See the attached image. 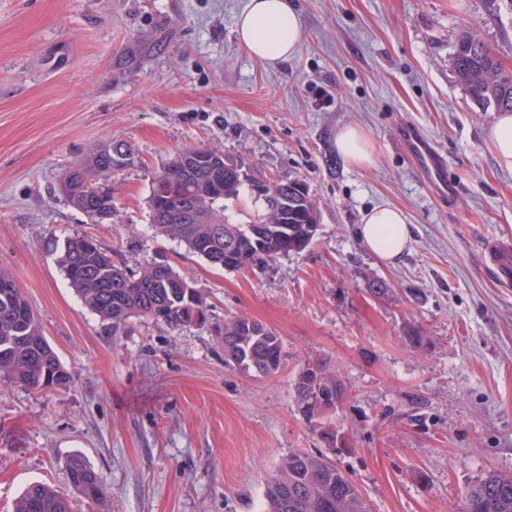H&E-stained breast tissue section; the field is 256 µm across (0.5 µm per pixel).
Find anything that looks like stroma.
<instances>
[{"mask_svg": "<svg viewBox=\"0 0 512 512\" xmlns=\"http://www.w3.org/2000/svg\"><path fill=\"white\" fill-rule=\"evenodd\" d=\"M245 3L0 0V271L72 373L43 391L0 380V512L36 481L71 512H260L281 458L324 448L293 388L316 355L348 387L335 459L371 512H457L469 485L512 473V288L483 254L486 240L512 239V172L487 141L495 110L451 65L471 27L512 71V0H295L304 38L275 67L236 39ZM405 121L446 155L453 206L400 146ZM347 124L368 132L370 165L337 153ZM109 142L133 154L112 172L111 220L92 224L59 178ZM198 144L305 180L312 244L230 271L157 234L153 172ZM385 203L412 233L393 265L356 237L362 212ZM83 234L126 270L171 265L201 291L208 323L134 317L106 330L49 250ZM374 280L385 297L368 294ZM234 314L281 336L274 375L225 364ZM76 453L103 477L102 502L72 488Z\"/></svg>", "mask_w": 512, "mask_h": 512, "instance_id": "stroma-1", "label": "stroma"}]
</instances>
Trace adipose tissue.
I'll return each mask as SVG.
<instances>
[{
  "label": "adipose tissue",
  "instance_id": "1",
  "mask_svg": "<svg viewBox=\"0 0 512 512\" xmlns=\"http://www.w3.org/2000/svg\"><path fill=\"white\" fill-rule=\"evenodd\" d=\"M235 32L253 58L270 65L293 56L303 37L292 0H248L236 19ZM357 236L368 251L394 263L405 253L411 232L401 209L378 205L364 212Z\"/></svg>",
  "mask_w": 512,
  "mask_h": 512
}]
</instances>
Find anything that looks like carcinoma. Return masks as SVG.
<instances>
[{
  "label": "carcinoma",
  "mask_w": 512,
  "mask_h": 512,
  "mask_svg": "<svg viewBox=\"0 0 512 512\" xmlns=\"http://www.w3.org/2000/svg\"><path fill=\"white\" fill-rule=\"evenodd\" d=\"M453 68L459 84L482 109L512 112V72L505 71L495 53L471 31L455 45ZM195 151L180 152L152 176L149 198L151 224L162 234L183 241L190 251L211 265L223 268L233 259L240 269L304 250L313 240L310 226L318 224L308 185L302 180L253 179L256 191L275 192L283 198L282 214L273 222L262 213L247 224L224 219L227 201L239 199L247 182L245 163L209 149L210 157L188 166ZM111 154L99 150L69 167L60 190L69 203L92 224L112 214V186L101 193L87 190L90 176L110 181ZM193 201L201 218L197 224L178 223L181 203ZM58 262L84 304L99 316L105 328L117 332L134 316L172 327L196 325L206 312L204 298L192 282L177 276L173 285L145 266L128 273L112 262V253L89 235L70 237L58 247ZM224 361L249 377L276 373L283 361L281 337L262 323L243 315L224 320ZM31 390L60 389L70 372L42 334L41 325L21 289L0 273V377ZM294 384L301 387L296 402L309 408L308 426L322 441L336 447L339 430L328 423L346 394L341 377L321 358L308 360ZM72 487L92 503L106 493L103 478L79 454L68 462ZM15 512H70L64 495L42 484H30L16 502ZM261 512H370L353 480L321 453L296 448L285 455L264 494ZM461 512H512V475L491 472L469 486Z\"/></svg>",
  "instance_id": "obj_1"
}]
</instances>
